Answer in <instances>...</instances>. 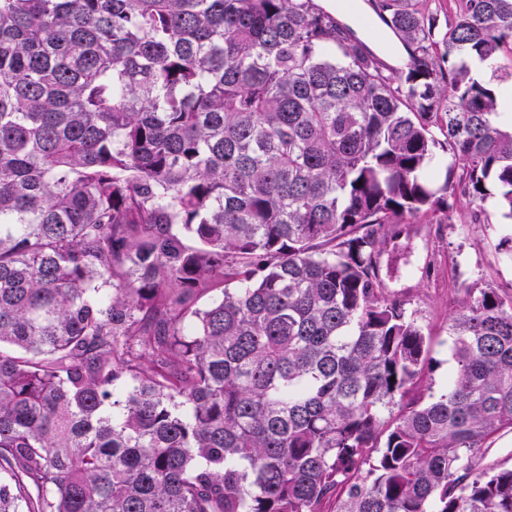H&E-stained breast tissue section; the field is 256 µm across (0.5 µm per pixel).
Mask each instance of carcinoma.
<instances>
[{"label":"carcinoma","instance_id":"cac0c4a2","mask_svg":"<svg viewBox=\"0 0 512 512\" xmlns=\"http://www.w3.org/2000/svg\"><path fill=\"white\" fill-rule=\"evenodd\" d=\"M369 2L399 68L317 0H0V512H512V294L428 397L380 275L512 221V0Z\"/></svg>","mask_w":512,"mask_h":512}]
</instances>
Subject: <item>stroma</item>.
Instances as JSON below:
<instances>
[{
	"mask_svg": "<svg viewBox=\"0 0 512 512\" xmlns=\"http://www.w3.org/2000/svg\"><path fill=\"white\" fill-rule=\"evenodd\" d=\"M322 4L385 61L396 64L402 60V53L392 48L395 36L369 4H362L356 13L345 11L340 0H322ZM510 236L512 222L502 220L490 201L476 223L466 209L456 212L447 224L419 219L409 226L396 249L382 257L383 265L392 268L384 276L386 288L435 339L432 394L445 389L454 367L446 333L449 314L479 289L512 287V258L498 248L500 240Z\"/></svg>",
	"mask_w": 512,
	"mask_h": 512,
	"instance_id": "35a3bbf8",
	"label": "stroma"
}]
</instances>
